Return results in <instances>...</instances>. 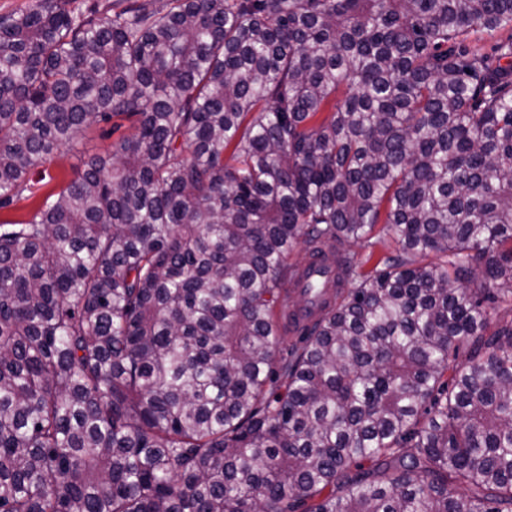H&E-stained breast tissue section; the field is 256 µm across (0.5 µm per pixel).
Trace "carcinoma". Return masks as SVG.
<instances>
[{
  "instance_id": "obj_1",
  "label": "carcinoma",
  "mask_w": 512,
  "mask_h": 512,
  "mask_svg": "<svg viewBox=\"0 0 512 512\" xmlns=\"http://www.w3.org/2000/svg\"><path fill=\"white\" fill-rule=\"evenodd\" d=\"M69 2L0 14V208L135 125L0 223V512H512V0ZM135 119L114 118L105 126L108 132L94 127L85 134H80L73 148H61L51 159L35 171L32 175L30 191L23 193L22 198L12 205L0 209V222L27 221L31 219L45 195L51 190L59 191L73 178L76 166L79 164L81 154H106L112 152L115 145L123 136L129 135L133 130ZM121 125L112 132V125Z\"/></svg>"
}]
</instances>
